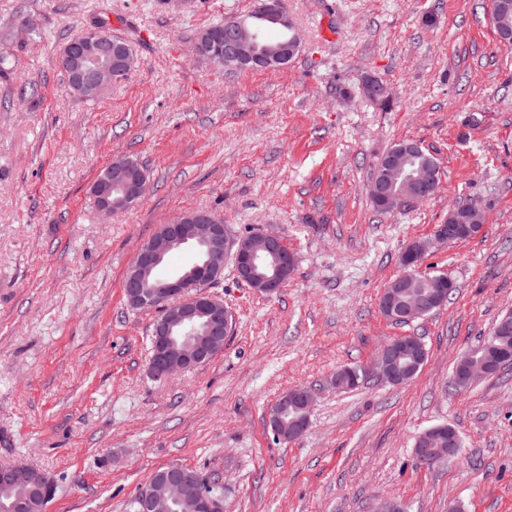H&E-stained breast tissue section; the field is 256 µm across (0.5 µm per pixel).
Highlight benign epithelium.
<instances>
[{
    "label": "benign epithelium",
    "mask_w": 512,
    "mask_h": 512,
    "mask_svg": "<svg viewBox=\"0 0 512 512\" xmlns=\"http://www.w3.org/2000/svg\"><path fill=\"white\" fill-rule=\"evenodd\" d=\"M300 41L297 35L272 51L256 50L252 36L246 28V20L240 19L224 30V52L209 54L207 60L223 68L228 61L253 63L260 67L277 68L286 65L298 51ZM110 33L103 26L90 28L78 42L64 47L60 62L70 73L69 89L85 97H98L112 85L123 80L133 70L135 59L127 53L117 61L111 57ZM417 194L405 200H394L392 206L415 204L428 199L438 188L436 175H427L420 181ZM142 177L132 168L125 170L121 180L105 182L103 190L95 194L99 210L105 214L121 211L132 199L143 192ZM280 236L257 232L244 238H234L226 230L223 221L209 211H201L189 217L184 214L156 232L137 249L123 281V291L128 304L138 308L150 300L162 302V310L154 323V340L148 364V372L155 379H165L175 373L192 369L224 350V340L230 332V319L224 300L208 291L214 283L224 278V261L232 257L237 276L249 283L257 274L258 267L270 260L274 273L265 276L263 291L272 297L279 293L280 272L286 265L294 264V256L282 249ZM174 247H191L198 253V264L192 271L177 273L158 281L155 270ZM430 249L428 241H413L403 253V272L398 283L414 277L418 259ZM434 290L425 301L406 302L394 307V300L388 299L386 306L396 317L411 322L423 316L424 307L429 303L440 305L445 288L453 286L449 277L438 274L433 277ZM411 354L407 345L383 346L374 361L362 369V374L336 375L334 385L339 388L345 383L359 384V379H377L392 386L409 382L406 360ZM512 363V354L494 353L481 358H467L455 367L451 380L457 385L469 388L479 379L493 374L496 370ZM455 436L448 432V449L434 447L427 443L420 456H439L443 459L454 454ZM166 494L156 497L153 492H143V506L148 512H167L169 502L181 501L182 512H217L220 500L206 492L200 484L197 473L179 465L168 466L162 478ZM37 483L49 485L45 474L34 471L25 463L1 464L0 484L26 485Z\"/></svg>",
    "instance_id": "7a95c632"
}]
</instances>
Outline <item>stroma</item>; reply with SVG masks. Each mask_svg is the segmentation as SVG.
Here are the masks:
<instances>
[{
	"mask_svg": "<svg viewBox=\"0 0 512 512\" xmlns=\"http://www.w3.org/2000/svg\"><path fill=\"white\" fill-rule=\"evenodd\" d=\"M280 3L302 40L288 66L226 70L197 38L256 0H0V464L47 475V512H131L171 464L218 478L223 512H372L385 498L512 512V368L448 385L512 310V44L489 0ZM98 23L137 66L88 99L59 56ZM374 82L383 97L368 96ZM400 141L438 159L440 188L381 212L370 181ZM117 157L149 183L105 219L92 184ZM474 201L482 231L420 266L454 280L451 300L391 324L379 298L406 246ZM200 209L236 238L278 233L295 270L268 297L225 261L211 288L232 321L223 352L156 380L158 313L130 307L122 281L160 225ZM397 336L426 345L412 381L332 385ZM298 386L313 393L310 425L282 442L268 410ZM441 423L459 453L416 465L415 440Z\"/></svg>",
	"mask_w": 512,
	"mask_h": 512,
	"instance_id": "35a3bbf8",
	"label": "stroma"
}]
</instances>
